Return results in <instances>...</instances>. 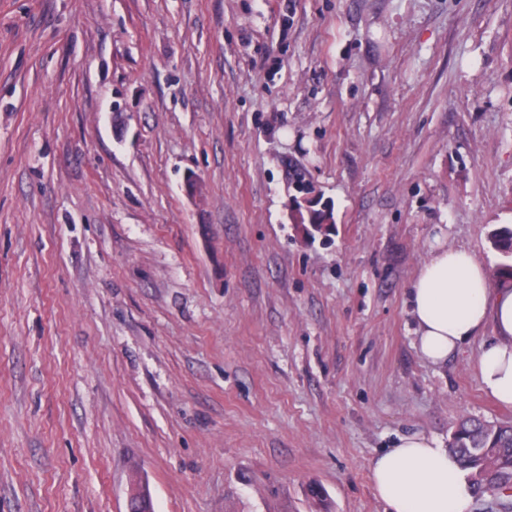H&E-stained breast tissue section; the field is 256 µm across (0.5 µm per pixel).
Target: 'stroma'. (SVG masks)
Listing matches in <instances>:
<instances>
[{"label": "stroma", "instance_id": "35a3bbf8", "mask_svg": "<svg viewBox=\"0 0 512 512\" xmlns=\"http://www.w3.org/2000/svg\"><path fill=\"white\" fill-rule=\"evenodd\" d=\"M501 227L512 0H0V512H387L400 436L512 422L409 304Z\"/></svg>", "mask_w": 512, "mask_h": 512}]
</instances>
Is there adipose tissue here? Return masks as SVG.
<instances>
[{
    "label": "adipose tissue",
    "mask_w": 512,
    "mask_h": 512,
    "mask_svg": "<svg viewBox=\"0 0 512 512\" xmlns=\"http://www.w3.org/2000/svg\"><path fill=\"white\" fill-rule=\"evenodd\" d=\"M410 305L419 350L434 364L446 362L493 326L495 338L481 348L475 367L490 396L512 406V287H493L486 266L468 250L442 249L418 270ZM370 471L390 512H472L468 471L425 434L400 437L374 457Z\"/></svg>",
    "instance_id": "ef3b65f1"
}]
</instances>
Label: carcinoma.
Wrapping results in <instances>:
<instances>
[{
    "instance_id": "1",
    "label": "carcinoma",
    "mask_w": 512,
    "mask_h": 512,
    "mask_svg": "<svg viewBox=\"0 0 512 512\" xmlns=\"http://www.w3.org/2000/svg\"><path fill=\"white\" fill-rule=\"evenodd\" d=\"M333 223L332 210L296 211L294 223L311 225ZM492 247L503 256L512 255V229L502 227L490 233ZM448 449L455 453L467 470L477 471L488 465L483 493L493 497L501 512H512V424H495L476 418L459 421L448 439Z\"/></svg>"
}]
</instances>
